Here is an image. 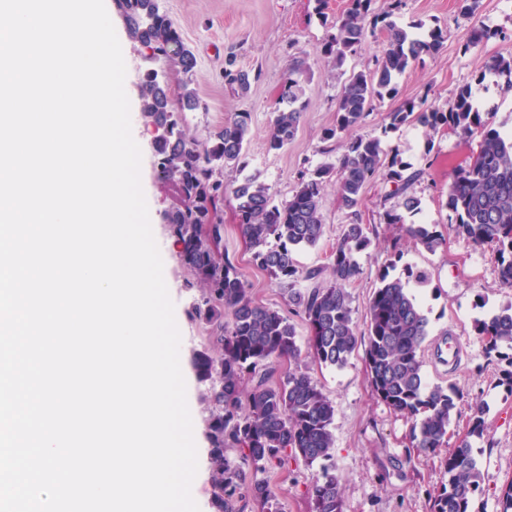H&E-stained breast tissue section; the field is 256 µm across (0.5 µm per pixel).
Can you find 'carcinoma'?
<instances>
[{
	"mask_svg": "<svg viewBox=\"0 0 512 512\" xmlns=\"http://www.w3.org/2000/svg\"><path fill=\"white\" fill-rule=\"evenodd\" d=\"M373 0H349L345 13L328 23L324 0H316V14L332 32L315 54L340 68L362 45L385 34L373 66L352 72L336 105V122L325 129L322 140L346 136L337 164H325L301 176L292 195L275 202L270 187L246 173L251 115L237 112L216 133L199 140L186 128V113L201 108L192 75L195 56L187 48L165 54L170 43L182 44L178 31L159 13L153 0H118L130 36L149 51V60L184 75L177 92L163 84L159 71L148 69L140 85L142 112L157 129L153 139L158 176L172 185L179 204L164 213V224L181 246L179 263L188 287L199 297L190 308L192 320L208 333L205 352L194 365L206 383L203 402L208 417L212 496L215 512H280L279 502L260 475L300 458L307 465H321L319 476L307 490L311 512H343L336 475L326 461L333 448L335 409L318 381L300 367L276 375L283 357L300 360L302 349L295 326L279 310L265 307L252 297L239 266L224 254V194L232 197L241 232L253 250V259L279 287L288 290L290 302L305 320L306 348L323 365H345L358 342L347 287L360 275L359 255L371 245L362 205L367 186L381 175L384 149L381 139L351 136L372 111L373 104L397 93L399 79L422 56H435L444 48L446 32L432 28L415 33L395 21L405 0H389L381 13L371 9ZM297 57L284 78L282 93L271 112L267 146L279 151L297 135L306 104L302 78L307 57ZM224 81L234 91L246 92L249 76L236 68L228 53ZM385 130L416 122L431 130L441 125L469 135L481 133L479 153L460 169L448 185L447 207L458 235L475 246H491L498 255V275L512 287V133L502 132L482 117L472 91L460 90L451 109L442 112L427 104L408 102L388 113ZM403 163L392 158L388 181L391 194L409 214L420 210V200L409 192L421 172L403 175ZM236 173L224 182V171ZM337 177L340 205L348 223L333 247L330 283L318 282L320 272L297 266V250L314 247L324 236L322 202L327 179ZM404 231L416 244L435 251L443 240L427 224H409ZM384 270L368 301L365 314V360L376 397L394 411L412 418L416 448L435 455L448 436V426L460 400L459 391L428 381L423 372V344L430 320L411 285H423L428 275L408 268L405 276ZM311 282L301 290L297 285ZM489 351L505 345L512 350V303L474 321ZM251 383L247 401L241 384ZM486 409L475 406L469 427L443 464L448 483L432 497L431 512H470L480 488L482 471L471 439L485 431ZM236 457H230V453Z\"/></svg>",
	"mask_w": 512,
	"mask_h": 512,
	"instance_id": "1",
	"label": "carcinoma"
}]
</instances>
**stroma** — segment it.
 <instances>
[{"label": "stroma", "instance_id": "obj_1", "mask_svg": "<svg viewBox=\"0 0 512 512\" xmlns=\"http://www.w3.org/2000/svg\"><path fill=\"white\" fill-rule=\"evenodd\" d=\"M155 2L196 58V88L202 107L187 115L192 136L205 138L234 113L250 112L248 171L269 185L279 201L288 199L301 172L336 162L341 144L336 141L325 146L322 133L334 123L337 98L346 78L351 71L364 69L380 53L382 39L368 40L342 68L334 69L314 53L328 34L321 16L315 13V0ZM105 4L127 66L125 90L135 140L142 151V187L181 333L180 364L189 381L193 428L200 433L197 504L200 512H214L209 444L202 434L200 398L205 385L193 364L195 353L204 347L205 331L187 315L198 291L187 287L186 275L177 260L180 246L160 220L161 213L174 206L177 198L171 185L158 176L151 148L154 128L145 119L139 100L138 82L151 63L130 38L127 22L114 0H105ZM419 22L425 28L446 31L444 49L409 70L399 80L395 98L375 102L355 133L381 139L387 155H398L410 169L422 170L421 179L411 187L421 202V210L412 221L432 225L443 244L436 251H427L408 239L401 225L386 223L385 212L397 208L399 200L391 196L390 183L381 178L373 181L366 189L362 207L371 245L358 257L361 273L349 287L351 306L355 322L363 323L378 277L390 264L428 273V284L415 290L430 319L429 336L423 346L425 371L431 383L455 386L462 396L448 428V447H455L466 434L472 407L485 404L487 430L483 438L472 441L482 466V482L471 510L496 512L499 491L512 479V387L505 384L502 376L507 361L488 351L487 341L475 330L474 321L485 312L512 302V288L500 283L492 248L476 247L456 236L446 207L449 184L461 168L473 161L482 137L477 133L462 136L444 125L432 132L415 123L389 133L384 127L387 112L403 103L424 97L445 111L458 91L469 87L485 117L495 126L512 131V91L507 88L512 80L484 73L491 57L512 56V0H482L479 13L471 18L460 15L456 0H406L399 25ZM482 26L492 30V38L470 46L472 29ZM302 50L309 53V70L303 80L307 110L292 143L283 150L272 151L266 144L270 112L281 93L285 74ZM230 53L235 54L238 67L250 75L246 94L233 92L224 82V60ZM322 214L323 238L315 247L298 250L296 260L301 268L321 270V279L326 282L330 279L331 250L347 222L335 182L327 184ZM224 251L235 257L256 301L288 315L299 339H306L309 331L305 322L289 304L287 292L273 284L255 264L229 203L224 206ZM451 335L459 337L463 344V354L452 366L440 361L438 352ZM308 367L335 408L331 464L340 481L343 512H430V495L447 483L448 475L439 458L417 452L411 419L393 411L373 394L363 348H356L343 367H325L314 361ZM318 472V466L293 460L285 469L268 474L282 512H311L307 488Z\"/></svg>", "mask_w": 512, "mask_h": 512}]
</instances>
